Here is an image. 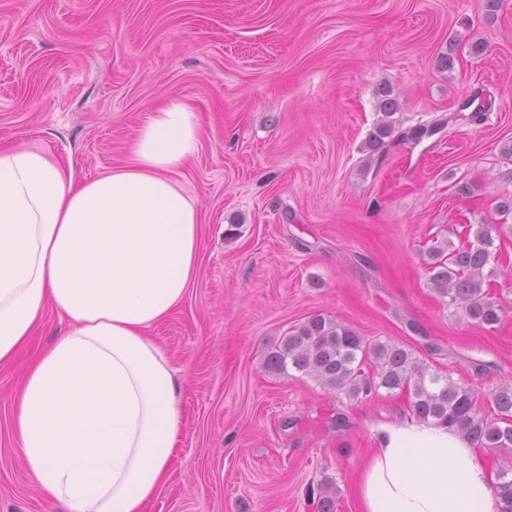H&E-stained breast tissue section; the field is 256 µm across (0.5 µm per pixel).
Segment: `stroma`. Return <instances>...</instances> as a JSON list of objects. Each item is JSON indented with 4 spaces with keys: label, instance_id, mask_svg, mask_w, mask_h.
I'll list each match as a JSON object with an SVG mask.
<instances>
[{
    "label": "stroma",
    "instance_id": "35a3bbf8",
    "mask_svg": "<svg viewBox=\"0 0 512 512\" xmlns=\"http://www.w3.org/2000/svg\"><path fill=\"white\" fill-rule=\"evenodd\" d=\"M452 66L440 68L441 54ZM400 103L368 154L377 93ZM481 91L488 110H459ZM196 107L199 153L178 177L200 213L199 273L149 331L178 370L180 452L148 512H358L378 425L407 395L353 401L267 353L322 313L488 394L512 384V0H0V149L43 151L74 180L127 164L148 112ZM444 121L420 144L402 132ZM499 224L482 327L429 286L434 237ZM47 310L0 365V512H69L31 482L12 428L23 368L65 333Z\"/></svg>",
    "mask_w": 512,
    "mask_h": 512
}]
</instances>
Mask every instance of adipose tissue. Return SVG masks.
Returning <instances> with one entry per match:
<instances>
[{
	"instance_id": "ef3b65f1",
	"label": "adipose tissue",
	"mask_w": 512,
	"mask_h": 512,
	"mask_svg": "<svg viewBox=\"0 0 512 512\" xmlns=\"http://www.w3.org/2000/svg\"><path fill=\"white\" fill-rule=\"evenodd\" d=\"M200 145L174 95L130 161L91 180L0 150V364L47 308L71 320L29 364L14 415L29 476L69 512H146L178 453L176 370L147 331L198 277L199 213L176 176ZM356 492L359 512H496L493 473L452 427L381 425Z\"/></svg>"
}]
</instances>
